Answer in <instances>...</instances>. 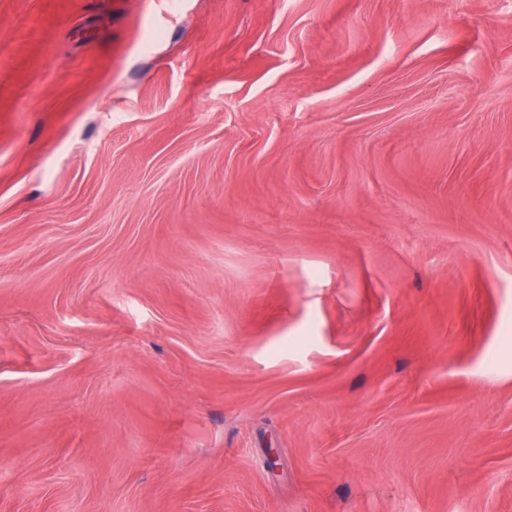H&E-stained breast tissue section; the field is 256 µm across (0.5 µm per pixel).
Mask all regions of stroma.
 <instances>
[{"instance_id":"stroma-1","label":"stroma","mask_w":512,"mask_h":512,"mask_svg":"<svg viewBox=\"0 0 512 512\" xmlns=\"http://www.w3.org/2000/svg\"><path fill=\"white\" fill-rule=\"evenodd\" d=\"M0 512H512V0H0Z\"/></svg>"}]
</instances>
